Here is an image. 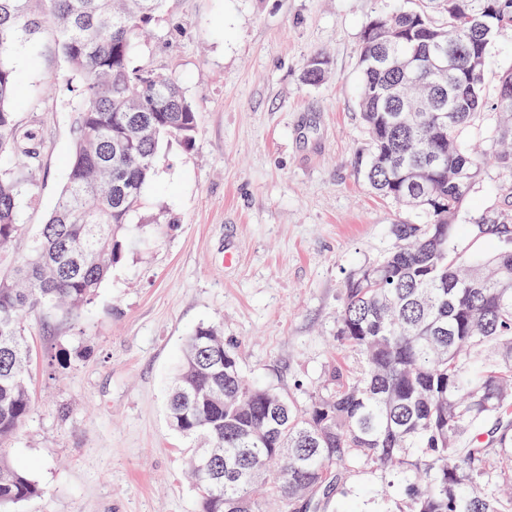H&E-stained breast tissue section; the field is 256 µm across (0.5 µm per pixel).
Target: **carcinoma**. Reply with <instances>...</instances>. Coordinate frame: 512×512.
Here are the masks:
<instances>
[{"label": "carcinoma", "instance_id": "1", "mask_svg": "<svg viewBox=\"0 0 512 512\" xmlns=\"http://www.w3.org/2000/svg\"><path fill=\"white\" fill-rule=\"evenodd\" d=\"M166 0H0V249L21 235L20 210L40 165L37 138L12 101L13 53L51 26L81 80L65 187L26 254L0 274V512L41 494L1 449L32 413L24 319L37 308L79 310L128 248L125 234L163 144L190 146L196 112L178 82L133 65ZM444 16L433 21L429 9ZM512 28V0H419L364 26L358 109L365 175L381 196L418 215L392 225L399 241L344 284L337 342L361 356L351 376L297 409L242 375L215 327L187 340L167 404L169 426L193 448L199 512L321 509L346 474L376 466L410 492L406 512H512V496L480 485L491 434L512 473V225L505 214L460 224L482 177L462 142L485 107L489 49ZM327 59L311 57L308 83ZM488 137L512 170V67L499 71ZM497 237L481 258L461 231Z\"/></svg>", "mask_w": 512, "mask_h": 512}]
</instances>
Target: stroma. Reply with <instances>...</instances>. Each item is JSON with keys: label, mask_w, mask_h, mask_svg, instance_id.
<instances>
[{"label": "stroma", "mask_w": 512, "mask_h": 512, "mask_svg": "<svg viewBox=\"0 0 512 512\" xmlns=\"http://www.w3.org/2000/svg\"><path fill=\"white\" fill-rule=\"evenodd\" d=\"M412 5L168 0L134 62L179 81L197 113L195 143L162 147L132 245L93 302L26 318L34 408L7 453L42 493L16 512H198L165 394L199 325L220 326L244 374L301 409L332 366L358 371L357 353L336 341L344 283L395 247L394 224L416 218L364 178L358 50L370 18ZM34 39L37 52L12 62L16 115L39 138L41 164L21 237L0 252L4 273L47 221L74 141L80 84L51 27ZM317 53L328 73L311 85L304 68ZM511 191L512 171L487 163L460 223L505 210ZM84 344L91 356L74 358ZM376 490L407 500L383 472L356 467L327 512H375Z\"/></svg>", "instance_id": "1"}]
</instances>
